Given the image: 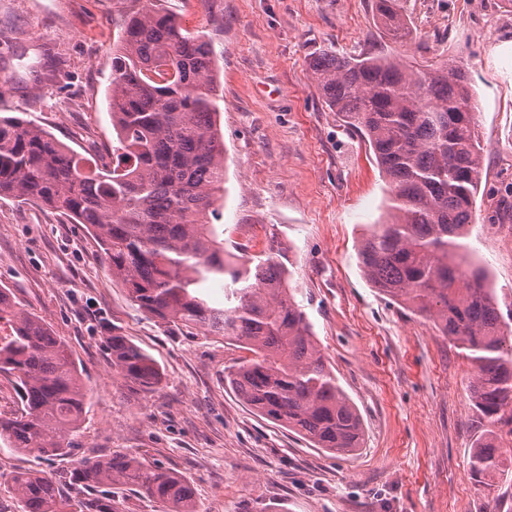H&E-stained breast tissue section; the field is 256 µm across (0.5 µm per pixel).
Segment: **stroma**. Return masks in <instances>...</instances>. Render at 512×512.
<instances>
[{"instance_id":"stroma-1","label":"stroma","mask_w":512,"mask_h":512,"mask_svg":"<svg viewBox=\"0 0 512 512\" xmlns=\"http://www.w3.org/2000/svg\"><path fill=\"white\" fill-rule=\"evenodd\" d=\"M406 43L381 28L373 0H155L206 31L217 72L224 191L214 227L224 246L283 250L290 289L363 422L362 448L337 457L251 411L224 381L243 350L166 324L113 282L85 225L19 198L0 199V288L70 346L87 392L67 455L40 459L0 442V512H19L18 469L58 476L99 455L138 454L193 486L200 512H512V476L478 485L477 439L488 426L469 386L474 367L433 324L380 295L358 247L386 211L374 155L321 99L309 63L322 52H392L414 66L461 61L487 147L466 239L512 327V250L491 223L512 192V5L507 0H401ZM140 0H0V61L11 87L0 116L43 128L76 155L112 146V52ZM147 351L162 380L144 387L112 366L108 336Z\"/></svg>"}]
</instances>
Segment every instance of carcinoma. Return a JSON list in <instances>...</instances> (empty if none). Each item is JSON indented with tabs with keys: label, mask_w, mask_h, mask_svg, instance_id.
I'll return each mask as SVG.
<instances>
[{
	"label": "carcinoma",
	"mask_w": 512,
	"mask_h": 512,
	"mask_svg": "<svg viewBox=\"0 0 512 512\" xmlns=\"http://www.w3.org/2000/svg\"><path fill=\"white\" fill-rule=\"evenodd\" d=\"M398 0H378L386 32L410 33ZM310 75L324 103L372 149L391 194L386 219L359 248L378 293L429 319L475 367L474 408L490 423L512 421V332L501 329L494 291L462 251L484 175L466 68L445 61L416 68L399 55L322 52ZM217 84L207 34L172 15L143 10L112 57L110 161L88 166L29 121L0 118V198L32 200L84 224L139 309L167 323L202 328L246 350L226 383L257 415L312 447L349 455L362 447L360 414L326 365L305 313L288 293L281 248L257 260L224 250L210 224L224 186V142L215 115ZM224 284V306L205 288ZM0 374L15 377L22 412L0 418V441L61 457L82 422L84 386L67 343L0 288ZM112 367L145 386L156 361L127 337L107 338ZM472 478L508 474L492 434L472 449ZM130 485L165 512H198L190 483L138 454L85 461L61 481L39 471L11 477L22 512H117L112 498L74 500L89 489Z\"/></svg>",
	"instance_id": "cac0c4a2"
}]
</instances>
